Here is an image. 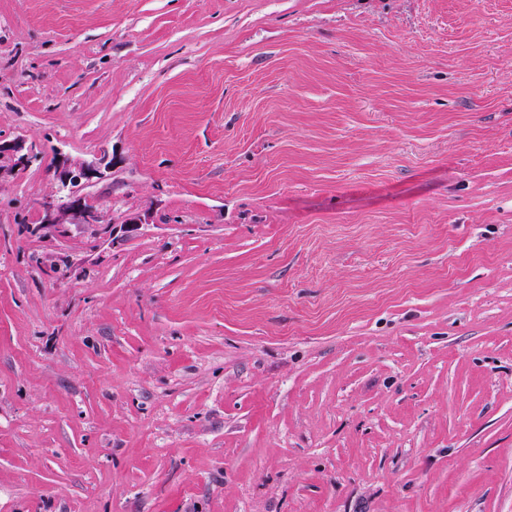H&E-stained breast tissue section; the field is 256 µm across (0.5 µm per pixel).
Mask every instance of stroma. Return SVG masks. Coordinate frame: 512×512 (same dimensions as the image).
Returning a JSON list of instances; mask_svg holds the SVG:
<instances>
[{"label": "stroma", "mask_w": 512, "mask_h": 512, "mask_svg": "<svg viewBox=\"0 0 512 512\" xmlns=\"http://www.w3.org/2000/svg\"><path fill=\"white\" fill-rule=\"evenodd\" d=\"M16 139L0 512H512V0H0ZM102 175L100 167L93 163L70 161L59 174L62 195L49 196L40 204V224H101V212L88 205L79 191Z\"/></svg>", "instance_id": "1"}]
</instances>
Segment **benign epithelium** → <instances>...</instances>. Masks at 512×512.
<instances>
[{
  "instance_id": "1",
  "label": "benign epithelium",
  "mask_w": 512,
  "mask_h": 512,
  "mask_svg": "<svg viewBox=\"0 0 512 512\" xmlns=\"http://www.w3.org/2000/svg\"><path fill=\"white\" fill-rule=\"evenodd\" d=\"M33 162L32 148L24 141L0 142V179L14 171L23 170ZM103 172L93 163L73 161L59 174L60 194L49 196L40 204L41 224H100L101 212L87 204L79 191Z\"/></svg>"
}]
</instances>
